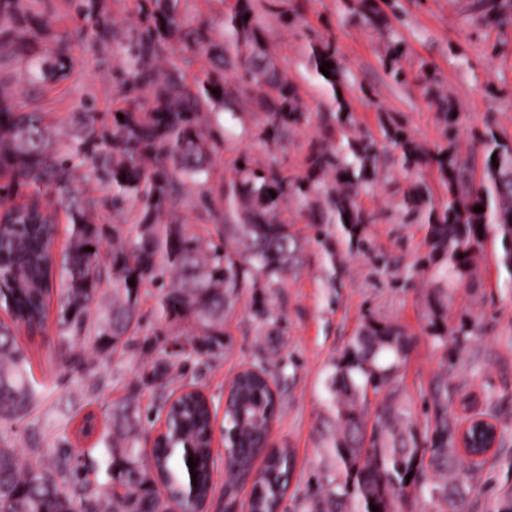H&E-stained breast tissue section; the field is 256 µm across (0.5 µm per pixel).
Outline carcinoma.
Segmentation results:
<instances>
[{
    "mask_svg": "<svg viewBox=\"0 0 512 512\" xmlns=\"http://www.w3.org/2000/svg\"><path fill=\"white\" fill-rule=\"evenodd\" d=\"M180 0H151L147 24L122 61L121 78L131 91L149 89L150 95L133 102V111L123 113L107 130L96 126L95 117L85 114L78 137L90 146L110 144L111 153L99 158V170L112 180L115 199L130 191L139 195L146 222L140 239L131 249L112 248V265L102 264L99 248L102 225L94 223L77 200L69 204L72 223L67 262L66 289L59 309L61 332L80 333L91 304L103 284L112 283V305L96 326L94 337L102 351L115 350L137 324L136 293L153 280L157 271L171 276V287L161 300L166 319L189 323L201 334L190 343L210 349L224 335V314L232 307L244 265H249L255 283L265 287L279 284L298 263L299 247L288 225L276 222L280 203L290 194L304 198L323 197L320 223L340 224L350 237L358 236L364 224H373L377 215L355 204L358 188L368 182L375 167L377 146L369 137L343 135L336 144L321 141L308 157L304 177H288L269 168L252 167L244 159L234 169V177L224 188V237L202 242L181 224L161 228L154 220L167 213V206L181 177L193 180L208 174L214 141L200 124L205 104L233 110L245 102L263 115L260 134L269 136L300 123L304 111L293 87L279 78L276 64L259 42L254 26V0H234L224 19V41L214 42L209 28L184 31ZM480 17L501 25L512 20V0H479ZM23 11V0H0V45L24 47L39 39L30 29L7 28L5 24ZM312 67L332 63L325 82L336 89L344 69L336 46L319 37L306 36ZM172 42L210 57V66L187 84L182 71L172 63L163 68ZM54 59L51 76L64 70L67 48L59 43L46 48ZM403 44L392 39L386 61L391 79L401 83L407 72L400 66ZM240 73L239 83L228 89L229 70ZM219 94H213V90ZM424 93L455 133L462 114L453 113L444 97L431 88ZM384 134L401 152L406 168L438 165L444 183L443 197L434 199L425 183H413L403 194L405 217L428 225V245L432 277L436 284L437 316L448 301V290L470 277L475 255L488 243L501 240L502 254L496 263L512 275V144L492 129L473 134V150L483 153L484 169L475 181L468 159L455 151L431 153L417 145L402 124L383 127ZM63 149L51 133L42 112H18L0 93V180L8 184L63 187L69 183L70 167ZM496 160H491V157ZM334 174L332 188L321 185L323 176ZM276 196H271L269 191ZM483 211L476 212L474 207ZM56 227L41 219L37 207L26 208L0 222V307L11 323L0 320V419L29 416L35 406V389L26 374L27 358L17 347L14 332L44 322L47 316L49 280L52 275L50 251ZM135 285H130V282ZM412 342L401 328L369 321L345 351L339 365V379L332 384V406L336 410V433L331 449L345 482L318 501L312 512H393L395 495L407 490L428 488L439 512H464L467 485L456 471L462 461L448 424V387L433 393L434 418L423 429L412 419L395 383L398 365L411 350ZM270 374L261 369L238 376L230 395L224 420L228 431H236L230 441L225 465L230 477L239 478L252 468L255 458L265 455L262 477L253 489L252 512H274L288 491L293 459L286 448L265 450L263 444L279 398L271 390ZM388 391L378 411L371 436H366L363 409L357 393ZM213 418L206 398L200 394L170 406L167 430L152 449V463L146 465L144 449L138 446L139 421L129 406L111 410V434L106 451V472L110 483H118L123 493L111 490L89 492L71 488L75 469L69 455L44 468L25 463L10 445L0 442V512H170L169 499L153 491L154 477H161L172 494L195 484V501L177 502L183 512H196L209 492ZM196 463V481L187 465ZM440 476L431 486L423 483L425 470ZM411 479H406L407 474Z\"/></svg>",
    "mask_w": 512,
    "mask_h": 512,
    "instance_id": "1",
    "label": "carcinoma"
}]
</instances>
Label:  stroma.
I'll return each mask as SVG.
<instances>
[{
    "label": "stroma",
    "instance_id": "obj_1",
    "mask_svg": "<svg viewBox=\"0 0 512 512\" xmlns=\"http://www.w3.org/2000/svg\"><path fill=\"white\" fill-rule=\"evenodd\" d=\"M228 0H180L185 28L208 23L215 41L224 38ZM358 0H260L257 21L264 46L274 55L281 77L298 92L306 118L280 138H261L259 113L235 108L203 112L204 130L219 134L208 183L183 181L168 206L169 219L187 225L203 240L224 233V182L240 158L286 174L306 173L311 142L324 136L329 113L351 112L356 135L377 138L376 173L361 187L360 208L378 213L364 225L360 241H350L337 224L318 221L313 199L288 196L279 219L295 234L299 262L287 278L269 288L244 281L235 291V307L224 322L221 347L213 353L187 345L190 325L173 323L161 313L160 300L170 286L162 276L142 287L138 328L116 351H100L93 338L66 340L58 327V300L48 301L42 331L19 329L16 339L28 359V376L37 392L32 417L0 420V438L32 463L52 466L58 454H83L76 481L91 488L107 484L100 445L113 404L139 409L141 447H150L161 422L159 407L175 388L204 391L217 414L213 454L223 461L224 390L241 370L264 366L277 381L281 402L270 436L274 448L290 449L294 472L281 512H310L312 503L339 476L326 431L335 422L330 388L336 367L359 329L370 320L402 327L413 345L395 380L419 426L432 419L437 385L448 387V421L493 410L501 436L498 455L470 477L466 512H486L491 500L512 489V276L497 267L492 253L476 258L474 279L448 295L447 338L431 325L435 284L425 267L427 226L403 218L402 196L408 186L425 182L441 195L437 167H401L398 147L381 137L380 124L400 118L422 147L446 146L445 125L431 107L414 75L427 65L440 94L465 116L455 147L467 152L471 131L493 128L512 141V24L488 26L478 19L472 0H398L396 15L372 26L356 9ZM110 38L98 40L97 18L81 0H26L17 27L40 29L45 44L67 46L61 78L38 82L42 52L34 47L0 50V86L19 110L46 113L61 144L74 133L71 115L89 112L97 125L111 126L130 94L120 78L123 47L143 28L144 0H99ZM335 43L349 77L329 87L308 63L305 33ZM406 47L404 67L411 77L398 85L383 63L388 35ZM464 45L465 56L452 52ZM99 144L72 155L74 177L68 189L28 186L0 189V209L31 198L55 211V265H63L70 238L68 198L89 204L95 223L118 227L126 246L140 238L142 203L136 193L112 205V186L97 176ZM78 357L64 361L65 353ZM172 367L156 381L160 361ZM41 455H31V448Z\"/></svg>",
    "mask_w": 512,
    "mask_h": 512
}]
</instances>
